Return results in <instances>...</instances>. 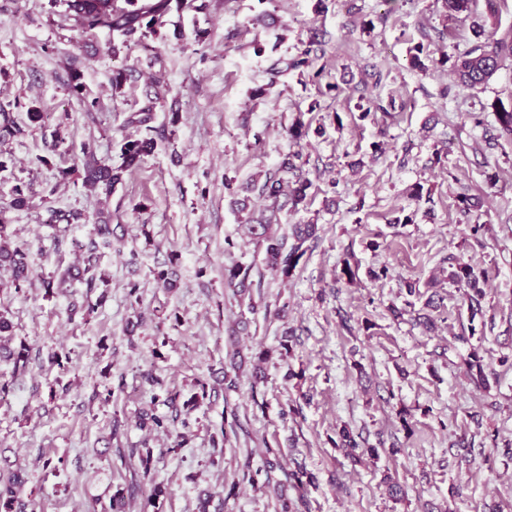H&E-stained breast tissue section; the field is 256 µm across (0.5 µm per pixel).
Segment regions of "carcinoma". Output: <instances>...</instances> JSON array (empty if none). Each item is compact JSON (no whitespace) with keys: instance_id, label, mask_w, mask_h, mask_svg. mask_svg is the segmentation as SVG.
I'll return each instance as SVG.
<instances>
[{"instance_id":"carcinoma-1","label":"carcinoma","mask_w":512,"mask_h":512,"mask_svg":"<svg viewBox=\"0 0 512 512\" xmlns=\"http://www.w3.org/2000/svg\"><path fill=\"white\" fill-rule=\"evenodd\" d=\"M69 12L74 16L81 31L85 34L95 35L104 32L108 35L117 34L122 37V44L130 47L139 44L146 38L157 33V29L164 23V17L171 8H181L184 0H99L100 7L95 8L91 0H65ZM482 37L470 50L458 58L456 65L457 77L460 85L474 88L488 82V71L498 64L512 60V27L503 31L497 29L486 33L477 32ZM497 115V121L502 133L512 135V103L504 104L499 100L492 105ZM153 103H148L136 112L130 113L126 123L130 126L143 128L146 135L140 138L126 137L120 145L121 163L116 165L110 161L99 158L93 145L84 142L80 145L82 180L87 189L97 196V220L94 222V236L86 246L84 267L78 275L85 281L87 288L94 289L104 282L102 273L98 271L97 251L100 244H112V192L122 183L125 172L138 165L144 156L150 153L155 145L156 138L163 140L168 136L151 126L153 119ZM295 170V165L286 159L282 162L281 172L265 176L263 181H253L250 190L258 191L259 196L273 201L283 195L284 184L288 183L285 174ZM309 181L300 174L295 175L294 187L289 195L293 206L304 202L309 188ZM31 198L20 185L15 187L14 197L9 206L0 210V268L11 271L8 282L0 280V288L4 285L21 290L29 281V265L25 244L19 242L11 231V219L7 212L11 210H25L30 208ZM272 218H260L257 223L249 225V233L257 239V244L264 248L265 260L269 267L275 270L284 279L290 278L297 268L300 260L306 254L304 245L309 241L317 240V227L314 224H305L293 228L291 236L276 235L271 232ZM449 280L470 289L467 310L471 318L482 313L481 301L484 298L482 289L478 288L479 279L474 269L459 258L453 257L450 262ZM252 267L239 265L224 270V280L228 287L236 288L239 293L249 291ZM70 274L50 276L42 280V286L51 293H61L67 288ZM12 332V323L6 314L0 312V359L11 360L14 369L25 366L27 358L24 350L18 352H5L4 341L8 340ZM468 372L472 379L479 384H486L482 359L478 352L470 354ZM25 477L22 472L9 471L0 473V512H14L19 495L23 491Z\"/></svg>"}]
</instances>
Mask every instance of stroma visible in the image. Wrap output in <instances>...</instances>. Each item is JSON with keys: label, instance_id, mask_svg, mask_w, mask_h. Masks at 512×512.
Wrapping results in <instances>:
<instances>
[{"label": "stroma", "instance_id": "stroma-1", "mask_svg": "<svg viewBox=\"0 0 512 512\" xmlns=\"http://www.w3.org/2000/svg\"><path fill=\"white\" fill-rule=\"evenodd\" d=\"M444 14L442 0H194L170 11L151 51L114 54L61 2L0 0V103L21 129L0 137L13 160L0 208L18 185L33 202L9 213L31 281L0 292L11 346L27 354L18 370L0 363L10 384L0 470L22 469L33 512H105L115 494L138 512L155 486L154 512H280L278 482L296 512H512V460L500 451L512 442V138L491 108L512 101V67L473 89L453 74L475 29L512 27V0L493 17L483 0L469 17ZM418 45L431 57L424 71L411 64ZM305 48L338 91L274 71ZM74 66L98 107L69 91ZM118 68L127 80L116 92ZM363 99L375 105L366 117ZM147 104L172 137L112 194V245L98 251L104 298L79 280L46 293L42 278L76 264L92 236L88 224L49 222L54 210L95 214L70 144L118 159L122 138L143 134L128 114ZM33 106L44 125L30 126ZM298 119L324 135L290 139ZM286 159L312 186L280 212V230L314 224L319 239L284 282L236 203L266 208L249 185ZM463 191L479 200L467 213ZM452 255L478 276L482 315L469 316L446 281ZM237 264L261 272L255 310L224 286ZM161 270L176 289L158 285ZM422 312L436 332L417 325ZM284 340L287 358L253 378L256 353ZM236 349V389L187 408L197 381L216 386ZM474 350L484 388L467 371ZM345 427L378 448L376 462L336 448ZM460 439L471 464L455 454ZM133 448L150 450L148 467L121 462ZM268 459L279 463L269 475ZM300 467L315 483L288 486Z\"/></svg>", "mask_w": 512, "mask_h": 512}]
</instances>
